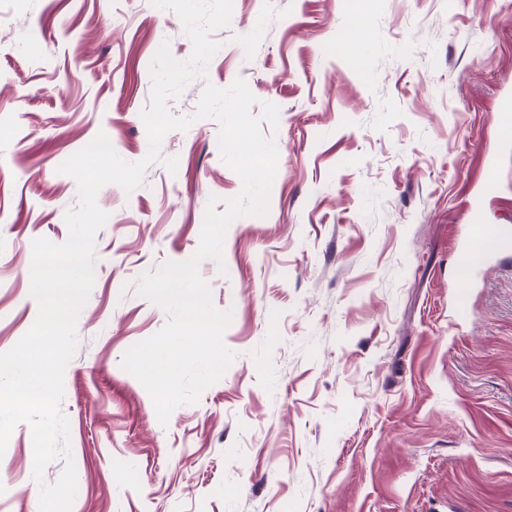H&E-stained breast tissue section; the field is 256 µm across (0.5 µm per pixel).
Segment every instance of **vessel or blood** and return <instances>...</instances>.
<instances>
[{
  "mask_svg": "<svg viewBox=\"0 0 512 512\" xmlns=\"http://www.w3.org/2000/svg\"><path fill=\"white\" fill-rule=\"evenodd\" d=\"M497 139L503 148H512V102L508 100L500 105ZM511 251L512 226L506 224H484L472 235L461 239L457 246L459 302H466V289L473 286L490 262Z\"/></svg>",
  "mask_w": 512,
  "mask_h": 512,
  "instance_id": "obj_1",
  "label": "vessel or blood"
}]
</instances>
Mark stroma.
<instances>
[{"label":"stroma","instance_id":"obj_1","mask_svg":"<svg viewBox=\"0 0 512 512\" xmlns=\"http://www.w3.org/2000/svg\"><path fill=\"white\" fill-rule=\"evenodd\" d=\"M363 28L352 57L344 31ZM187 60L178 16L151 0H0V352L30 329L32 242L68 237L77 185L59 166L105 134L142 161L158 37ZM205 84L243 79L278 107L269 210L229 226L199 266L232 313L235 352L199 400L160 424L124 353L168 316L138 277L198 249L210 198L242 189L219 125L165 134L132 192L98 193L95 283L61 410L72 512H512V254L457 309L455 240L512 222V0H234ZM498 154V190L482 194ZM31 428L0 457V512H39ZM500 119L497 127V139L500 145L509 149L512 148V102L503 100L500 105Z\"/></svg>","mask_w":512,"mask_h":512}]
</instances>
